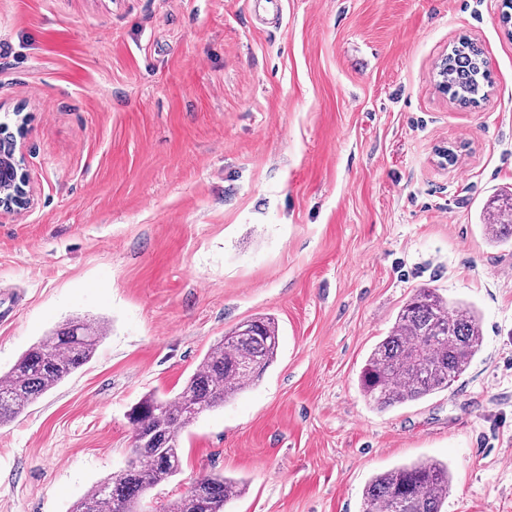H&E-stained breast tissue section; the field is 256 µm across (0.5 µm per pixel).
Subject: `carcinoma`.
<instances>
[{
    "instance_id": "cac0c4a2",
    "label": "carcinoma",
    "mask_w": 512,
    "mask_h": 512,
    "mask_svg": "<svg viewBox=\"0 0 512 512\" xmlns=\"http://www.w3.org/2000/svg\"><path fill=\"white\" fill-rule=\"evenodd\" d=\"M444 80L457 101L476 102L488 82L481 50L461 42L448 55ZM482 228L493 243L512 241V192L486 209ZM104 331L102 323L69 321L25 350L0 377V427L89 363ZM482 342L479 319L469 306L449 303L434 288H421L366 358L359 376L364 396L386 409L445 390L466 370ZM278 348L275 320L253 318L226 332L177 393L143 396L128 414L135 435L134 464L92 485L70 512H144L146 494L182 470V431L255 384ZM451 485L444 463L421 459L403 464L370 480L362 512H441ZM245 490L241 480L205 475L196 480L193 494L169 502L163 512H224Z\"/></svg>"
}]
</instances>
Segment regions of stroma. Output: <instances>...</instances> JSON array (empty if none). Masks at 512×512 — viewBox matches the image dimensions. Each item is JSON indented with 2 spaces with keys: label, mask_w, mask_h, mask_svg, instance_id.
<instances>
[{
  "label": "stroma",
  "mask_w": 512,
  "mask_h": 512,
  "mask_svg": "<svg viewBox=\"0 0 512 512\" xmlns=\"http://www.w3.org/2000/svg\"><path fill=\"white\" fill-rule=\"evenodd\" d=\"M0 0V115L22 112L32 203L0 213V375L71 319L94 358L0 427V512H68L125 468L130 409L172 394L259 316L276 361L181 436L198 478H243L227 512H361L370 479L447 463L442 512H512V243L481 213L512 191L503 0ZM468 38V107L437 87ZM420 288L476 310L448 389L373 410L359 375Z\"/></svg>",
  "instance_id": "stroma-1"
}]
</instances>
